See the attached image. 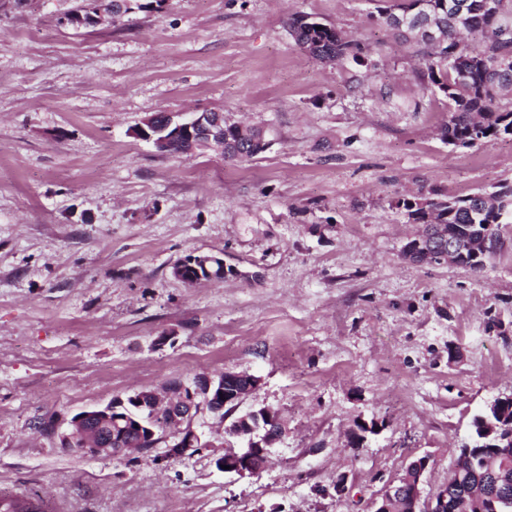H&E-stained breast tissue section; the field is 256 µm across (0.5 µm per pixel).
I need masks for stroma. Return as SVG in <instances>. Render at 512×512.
<instances>
[{"label":"stroma","instance_id":"35a3bbf8","mask_svg":"<svg viewBox=\"0 0 512 512\" xmlns=\"http://www.w3.org/2000/svg\"><path fill=\"white\" fill-rule=\"evenodd\" d=\"M79 0H0V497L57 512H372L409 463L445 485L474 416L512 394V223L480 273L415 263L401 200L512 184V137L454 147L448 101L373 0H166L63 24ZM306 15L368 45L339 64L289 33ZM219 111L272 143L244 162L158 152V112ZM222 254L224 282L171 267ZM174 334V344L157 345ZM259 377L238 413L285 432L243 477L210 413L206 448L90 458L34 433L145 388ZM376 433L352 446L357 421ZM347 475L348 491L332 486ZM208 254H189L186 255L184 258L179 259L178 261L184 260V271L185 273L182 274L181 269V275H182V281L188 285H194L195 283L206 280L210 281L209 273L205 270L202 262H199V257L205 256ZM194 260V261H192ZM177 261V262H178ZM180 275V276H181Z\"/></svg>","mask_w":512,"mask_h":512}]
</instances>
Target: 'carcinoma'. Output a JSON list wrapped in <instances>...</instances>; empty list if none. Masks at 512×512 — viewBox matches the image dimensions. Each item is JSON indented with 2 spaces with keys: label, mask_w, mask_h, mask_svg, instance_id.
Returning a JSON list of instances; mask_svg holds the SVG:
<instances>
[{
  "label": "carcinoma",
  "mask_w": 512,
  "mask_h": 512,
  "mask_svg": "<svg viewBox=\"0 0 512 512\" xmlns=\"http://www.w3.org/2000/svg\"><path fill=\"white\" fill-rule=\"evenodd\" d=\"M83 5L75 17L80 24L97 23L99 12H107L119 19L134 9L142 10L148 5L139 0H82ZM464 6V13L456 18L448 15L445 4L449 0H395L394 4L380 11L384 25L395 34L408 39L414 32L408 26L419 17L436 26L451 30L443 44L420 52L422 68L419 79L422 89L431 93L440 92L449 101L450 116L444 128V137L454 146H472L478 142L491 141L502 135L512 136V108L503 109L496 101V88L512 86V41L501 36L512 32V0H454ZM318 23L306 16H297L290 23L295 44L318 60L341 62L348 57L358 58L368 47L359 41L348 40L331 25ZM480 36L478 43L471 45L462 40L463 33ZM265 140L262 129L243 128L233 123H224V158L247 160L263 152L261 142ZM409 215L420 224H439L443 231L454 230L463 237L478 241L486 237L502 238L500 224L502 216L512 214V185H501L485 201L473 195L446 196L444 198L421 197L415 202L402 201ZM182 281L193 285L209 280V272L199 262V255L184 257ZM493 423L506 439L508 453L475 460L473 466L454 472L449 480L448 512H453L456 501L467 498L481 487L485 470L493 466L506 468L509 480L502 492L512 498V395L503 397L493 414L481 411L472 421L476 438H481L484 421ZM113 448H135L141 454H149L161 441L160 437L149 439L128 422L112 419Z\"/></svg>",
  "instance_id": "1"
}]
</instances>
